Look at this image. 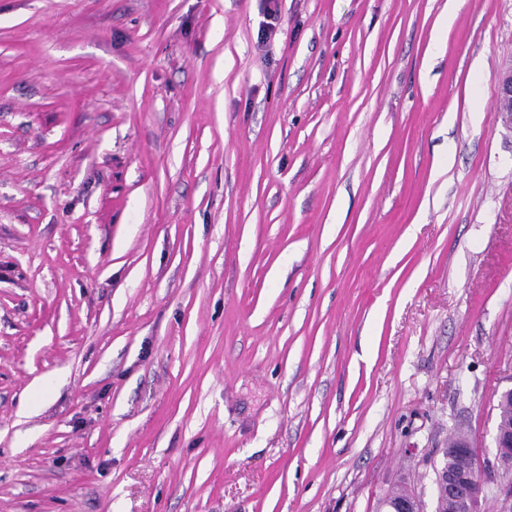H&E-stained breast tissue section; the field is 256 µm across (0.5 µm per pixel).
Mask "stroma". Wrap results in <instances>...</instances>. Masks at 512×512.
<instances>
[{"label": "stroma", "mask_w": 512, "mask_h": 512, "mask_svg": "<svg viewBox=\"0 0 512 512\" xmlns=\"http://www.w3.org/2000/svg\"><path fill=\"white\" fill-rule=\"evenodd\" d=\"M511 63L512 0H0V512H433L449 438L493 460ZM492 111L498 118L512 123V65L507 66L499 76L498 93ZM386 508L385 512H424V502L416 492L409 493L406 496L393 498L386 497L382 503Z\"/></svg>", "instance_id": "stroma-1"}]
</instances>
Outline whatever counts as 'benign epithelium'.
Listing matches in <instances>:
<instances>
[{
    "instance_id": "7a95c632",
    "label": "benign epithelium",
    "mask_w": 512,
    "mask_h": 512,
    "mask_svg": "<svg viewBox=\"0 0 512 512\" xmlns=\"http://www.w3.org/2000/svg\"><path fill=\"white\" fill-rule=\"evenodd\" d=\"M494 115L512 123V65L499 76L498 93L493 104ZM495 460L497 468L505 473L512 471V427L497 423ZM448 454H464L473 458V465L465 471L444 470L440 473L442 499L439 512H482L481 505L487 496L488 483L495 472L483 467L469 443L444 449ZM385 512H425L421 496L412 492L406 496L387 497L383 501Z\"/></svg>"
}]
</instances>
